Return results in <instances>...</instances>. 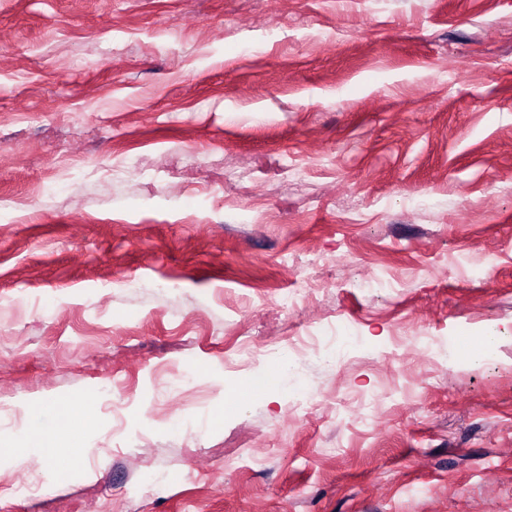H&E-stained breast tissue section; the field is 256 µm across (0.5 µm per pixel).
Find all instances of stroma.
<instances>
[{"label": "stroma", "instance_id": "obj_1", "mask_svg": "<svg viewBox=\"0 0 512 512\" xmlns=\"http://www.w3.org/2000/svg\"><path fill=\"white\" fill-rule=\"evenodd\" d=\"M0 512H512V0H0ZM44 414L35 418L32 423L27 427L26 438L28 443L38 445L43 448L42 456L37 458V463L44 465L52 460V455L48 448L52 446L53 435L59 430H73L74 422L69 417L66 409L57 408L52 402H47V408L43 411ZM55 420L56 430L49 435L42 433L45 422Z\"/></svg>", "mask_w": 512, "mask_h": 512}]
</instances>
